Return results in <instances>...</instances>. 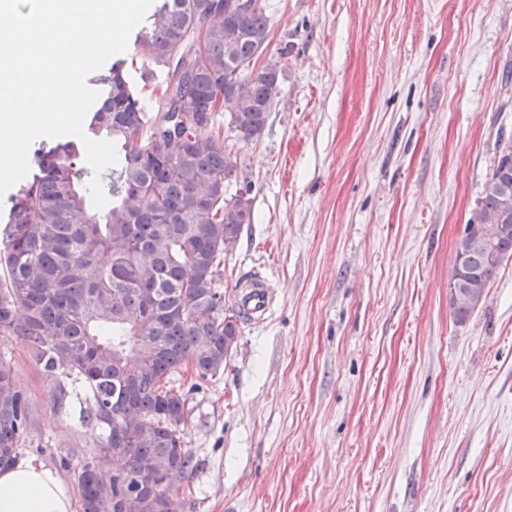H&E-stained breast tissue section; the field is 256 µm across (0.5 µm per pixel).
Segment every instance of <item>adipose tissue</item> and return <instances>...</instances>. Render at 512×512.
<instances>
[{
    "label": "adipose tissue",
    "mask_w": 512,
    "mask_h": 512,
    "mask_svg": "<svg viewBox=\"0 0 512 512\" xmlns=\"http://www.w3.org/2000/svg\"><path fill=\"white\" fill-rule=\"evenodd\" d=\"M0 512H72L71 495L49 468L22 460L0 469Z\"/></svg>",
    "instance_id": "ef3b65f1"
}]
</instances>
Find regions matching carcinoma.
I'll return each instance as SVG.
<instances>
[{"mask_svg": "<svg viewBox=\"0 0 512 512\" xmlns=\"http://www.w3.org/2000/svg\"><path fill=\"white\" fill-rule=\"evenodd\" d=\"M233 2L155 0L129 37L142 91L120 59L92 77L103 96L86 133L117 148L116 167L100 173L106 209H90L82 186L94 172L81 140L65 137L34 147L32 174L0 216V336L56 377V407L82 384L80 419L105 431L74 469L82 512H180L169 479L193 454L183 436L189 392L174 383L219 373L225 342L241 335L222 282L224 258L253 221L251 183L231 193L228 182L238 144L260 138L281 80L276 65L255 67L270 44L265 6L239 12ZM145 90L157 111H146ZM476 224L509 225L490 251L468 239L456 250L460 287L484 290L512 256V149L467 219ZM30 425L29 398L0 359V467L17 463Z\"/></svg>", "mask_w": 512, "mask_h": 512, "instance_id": "obj_1", "label": "carcinoma"}]
</instances>
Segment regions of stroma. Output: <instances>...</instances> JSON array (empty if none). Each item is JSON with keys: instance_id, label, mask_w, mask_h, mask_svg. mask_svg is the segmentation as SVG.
Segmentation results:
<instances>
[{"instance_id": "35a3bbf8", "label": "stroma", "mask_w": 512, "mask_h": 512, "mask_svg": "<svg viewBox=\"0 0 512 512\" xmlns=\"http://www.w3.org/2000/svg\"><path fill=\"white\" fill-rule=\"evenodd\" d=\"M281 93L229 181L254 221L224 306L272 282L188 406L181 512H512V257L466 321L456 241L512 148V0H264ZM34 459L74 487L103 432L26 347ZM236 290V300L250 321L260 322L271 309L272 296L269 286L261 279L252 278Z\"/></svg>"}]
</instances>
